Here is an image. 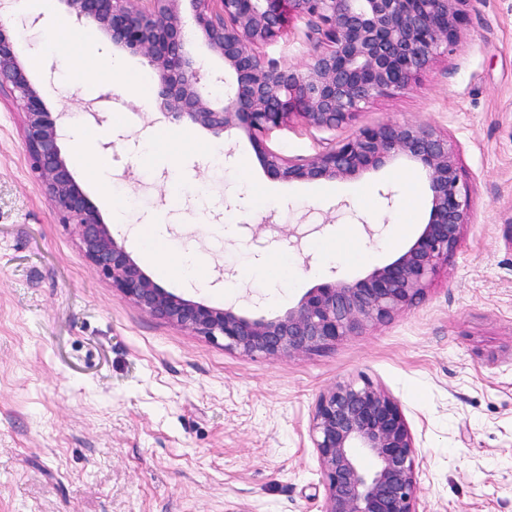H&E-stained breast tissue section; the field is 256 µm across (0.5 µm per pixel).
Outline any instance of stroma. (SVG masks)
<instances>
[{"label": "stroma", "instance_id": "obj_1", "mask_svg": "<svg viewBox=\"0 0 512 512\" xmlns=\"http://www.w3.org/2000/svg\"><path fill=\"white\" fill-rule=\"evenodd\" d=\"M66 15L55 0L50 17L20 30L26 59L40 61L30 77L71 122L99 128L95 150L111 171L100 178L93 155L76 162L67 142L75 180L104 222L122 209L127 226L113 235L170 292L248 317L279 312L390 263L428 218L420 209L404 234L392 222L425 184L413 167L288 183L267 174L263 146L311 157L388 121L435 125L457 151L472 217L459 251L390 320L318 352L243 356L142 312L100 275L31 170L20 106L1 96L0 512H319L310 419L323 391L364 378L410 426L418 512H512V0H468L455 41L407 90L380 96L350 124L320 132L295 118L258 143L239 133L223 140L220 164L207 156L211 134L141 103L140 57L125 54L127 72L115 74L100 39L93 57L70 62L89 29L57 27ZM304 28L290 20L260 56L305 64ZM163 130V157L143 166L140 140ZM141 225L155 226L168 253L143 255ZM321 240L375 259L322 268ZM185 256L203 262L206 287L168 274ZM270 258L290 267L274 289L255 272ZM249 290L261 307L245 300Z\"/></svg>", "mask_w": 512, "mask_h": 512}]
</instances>
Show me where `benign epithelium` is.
Returning <instances> with one entry per match:
<instances>
[{
  "instance_id": "7a95c632",
  "label": "benign epithelium",
  "mask_w": 512,
  "mask_h": 512,
  "mask_svg": "<svg viewBox=\"0 0 512 512\" xmlns=\"http://www.w3.org/2000/svg\"><path fill=\"white\" fill-rule=\"evenodd\" d=\"M75 20L114 49L139 55L159 86L162 115L215 138L239 130L257 141L293 118L333 131L378 97L407 89L450 43L467 0H61ZM315 40L304 66L266 61L258 49L280 37L289 12ZM0 20V94L24 111L31 169L74 226L86 258L146 314L245 356L317 352L379 324L423 295L431 275L458 250L470 223V187L448 134L430 124L389 122L328 142L292 160L265 149L261 162L286 182L345 180L404 161L426 175L430 215L417 239L389 264L353 283L312 288L277 314L247 317L159 287L118 242L77 184L61 140L64 113L29 77L15 37ZM224 62L204 71L198 47ZM234 76L223 99L209 91ZM325 484L323 512H417L415 443L399 406L369 380L324 391L310 420Z\"/></svg>"
}]
</instances>
